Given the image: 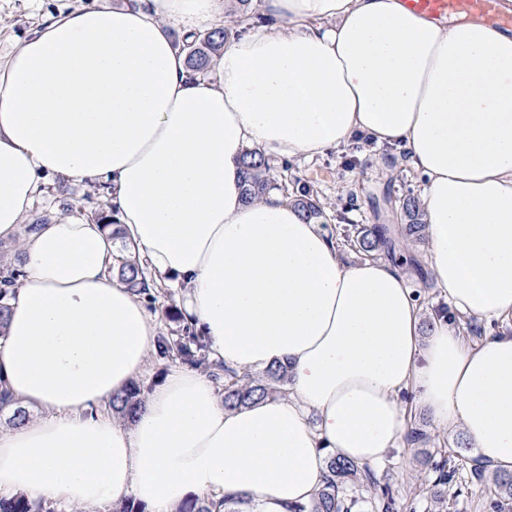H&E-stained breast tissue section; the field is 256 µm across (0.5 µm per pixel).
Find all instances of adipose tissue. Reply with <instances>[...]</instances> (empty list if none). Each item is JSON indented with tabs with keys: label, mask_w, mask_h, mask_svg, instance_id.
I'll return each mask as SVG.
<instances>
[{
	"label": "adipose tissue",
	"mask_w": 512,
	"mask_h": 512,
	"mask_svg": "<svg viewBox=\"0 0 512 512\" xmlns=\"http://www.w3.org/2000/svg\"><path fill=\"white\" fill-rule=\"evenodd\" d=\"M224 0L61 7L0 57V240L23 276L0 328V387L30 417L0 428V494L148 512L225 496L288 512L329 456L380 464L407 433L402 391L512 473V332L477 345L422 329L407 273L343 258L279 191L244 199L241 159L300 162L357 136L425 177V261L455 311L512 322V29L402 0H261L266 23L196 74L176 35L213 29ZM103 184L155 283L213 359L287 366L289 394L227 409L171 367L134 422L98 413L141 378L158 325L108 274L103 220L19 226L46 176Z\"/></svg>",
	"instance_id": "ef3b65f1"
}]
</instances>
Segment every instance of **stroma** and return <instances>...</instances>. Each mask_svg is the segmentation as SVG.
Returning a JSON list of instances; mask_svg holds the SVG:
<instances>
[{"label":"stroma","mask_w":512,"mask_h":512,"mask_svg":"<svg viewBox=\"0 0 512 512\" xmlns=\"http://www.w3.org/2000/svg\"><path fill=\"white\" fill-rule=\"evenodd\" d=\"M61 0H0V55L26 37L42 16L54 12ZM363 150L328 152L302 163L293 164L292 174L313 185L324 198L330 213L345 212L348 223H399V213H386L383 198L387 194H421L424 177L405 165H392L387 156L378 162L363 163ZM67 198L54 190L35 203L33 216L54 218L60 213L96 218L109 211L110 198L88 180H68ZM421 448L406 444L392 450L377 468L386 476L399 502V512H428V481L422 480ZM448 512H490L486 507L483 484L472 481L468 466H461L448 485Z\"/></svg>","instance_id":"stroma-1"}]
</instances>
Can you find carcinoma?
Wrapping results in <instances>:
<instances>
[{
	"label": "carcinoma",
	"instance_id": "carcinoma-1",
	"mask_svg": "<svg viewBox=\"0 0 512 512\" xmlns=\"http://www.w3.org/2000/svg\"><path fill=\"white\" fill-rule=\"evenodd\" d=\"M234 25L223 26L194 40L181 43L186 51L191 68L205 74L224 44L238 34ZM245 174V198L248 201L262 198L272 190H285L287 185L278 182L275 172L288 171L290 165L272 163L262 151L249 150L242 158ZM294 202L307 218L324 216V202L309 185H302ZM403 214L402 224H368L358 227L349 224L340 233L339 244L361 259H385L392 264L414 273L424 280L428 277L422 254L413 250V244L426 236V214L420 199L406 194L393 201ZM121 281L135 294L152 301L155 293L147 283L145 269L136 256L126 255L118 268ZM21 270L11 269L0 276V336L5 321V301L12 293ZM156 356L161 359L176 358L184 362L203 365L216 383H224V407L233 409L246 406L257 400L276 399L285 396L289 383L288 370L282 365L266 368L256 377L248 371L230 368L220 361L209 360V346L205 339L189 328H182L180 336L157 338ZM145 400L144 387L136 382L109 402L112 411L131 421L142 408ZM458 456L449 454L438 461L435 455L426 453L422 465L427 471L437 473L436 481L447 485L453 481L458 470ZM328 475L314 499L298 505L293 512H397V500L391 485L381 481L371 467L359 465L345 458L331 457L327 462ZM470 473L473 479L483 482L491 478L486 486L488 507L492 512H512V475L491 472L477 459H472ZM224 498L213 497L201 503L184 502L176 512H223ZM0 512H55L54 507L42 500H31L22 494L0 496Z\"/></svg>",
	"mask_w": 512,
	"mask_h": 512
}]
</instances>
